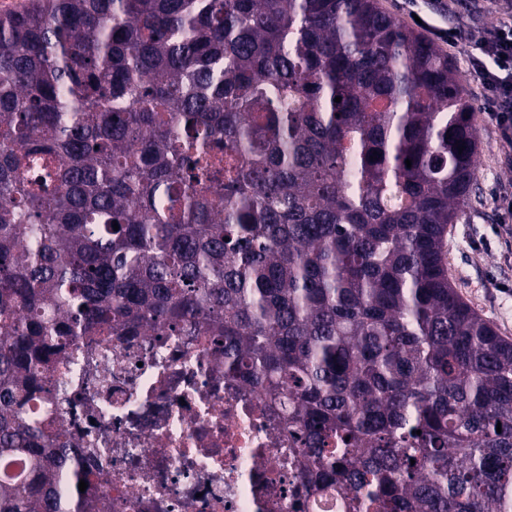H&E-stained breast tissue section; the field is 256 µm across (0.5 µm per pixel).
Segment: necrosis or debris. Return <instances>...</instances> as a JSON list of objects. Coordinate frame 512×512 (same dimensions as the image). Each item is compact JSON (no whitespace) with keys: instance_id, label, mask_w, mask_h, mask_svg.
Instances as JSON below:
<instances>
[{"instance_id":"1","label":"necrosis or debris","mask_w":512,"mask_h":512,"mask_svg":"<svg viewBox=\"0 0 512 512\" xmlns=\"http://www.w3.org/2000/svg\"><path fill=\"white\" fill-rule=\"evenodd\" d=\"M37 414L82 449L101 512H349L302 488L299 443L213 337L153 328L71 337Z\"/></svg>"}]
</instances>
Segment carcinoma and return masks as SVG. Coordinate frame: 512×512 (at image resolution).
Here are the masks:
<instances>
[{
    "instance_id": "obj_1",
    "label": "carcinoma",
    "mask_w": 512,
    "mask_h": 512,
    "mask_svg": "<svg viewBox=\"0 0 512 512\" xmlns=\"http://www.w3.org/2000/svg\"><path fill=\"white\" fill-rule=\"evenodd\" d=\"M474 112L377 0L0 14V512L88 507L30 404L70 337L151 323L223 338L356 512H512V342L442 249Z\"/></svg>"
}]
</instances>
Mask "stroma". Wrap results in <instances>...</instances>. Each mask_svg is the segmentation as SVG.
I'll return each instance as SVG.
<instances>
[{
  "mask_svg": "<svg viewBox=\"0 0 512 512\" xmlns=\"http://www.w3.org/2000/svg\"><path fill=\"white\" fill-rule=\"evenodd\" d=\"M494 17L473 12L455 42L425 31L447 53L458 72L466 70V56ZM479 138L477 201L445 237L448 275L460 295L499 336L512 341V225L500 222L491 198L512 187V155L503 148L499 133L484 111L476 113Z\"/></svg>",
  "mask_w": 512,
  "mask_h": 512,
  "instance_id": "obj_1",
  "label": "stroma"
}]
</instances>
